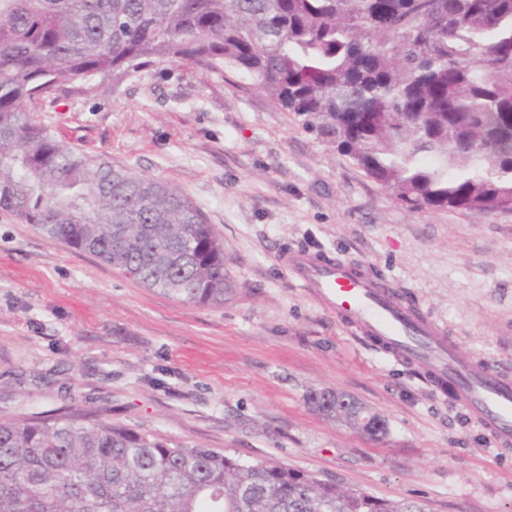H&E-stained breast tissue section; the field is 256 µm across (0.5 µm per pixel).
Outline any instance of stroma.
Returning a JSON list of instances; mask_svg holds the SVG:
<instances>
[{"label": "stroma", "mask_w": 512, "mask_h": 512, "mask_svg": "<svg viewBox=\"0 0 512 512\" xmlns=\"http://www.w3.org/2000/svg\"><path fill=\"white\" fill-rule=\"evenodd\" d=\"M39 119L81 153L166 181L224 242L223 305L176 300L0 212V411L98 412L428 512H512V445L422 364L298 286L306 250L390 281L472 366L512 372V215L411 211L248 76L165 61L72 85ZM347 393L375 442L306 403Z\"/></svg>", "instance_id": "obj_1"}]
</instances>
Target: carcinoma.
<instances>
[{
    "instance_id": "carcinoma-1",
    "label": "carcinoma",
    "mask_w": 512,
    "mask_h": 512,
    "mask_svg": "<svg viewBox=\"0 0 512 512\" xmlns=\"http://www.w3.org/2000/svg\"><path fill=\"white\" fill-rule=\"evenodd\" d=\"M169 59L251 77L410 210L489 219L512 202V0H0V212L147 288L224 304V242L199 208L34 117L73 83ZM0 512L427 510L62 413L0 415Z\"/></svg>"
}]
</instances>
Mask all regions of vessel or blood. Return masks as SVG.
I'll list each match as a JSON object with an SVG mask.
<instances>
[{"mask_svg":"<svg viewBox=\"0 0 512 512\" xmlns=\"http://www.w3.org/2000/svg\"><path fill=\"white\" fill-rule=\"evenodd\" d=\"M285 264L300 287L364 336L380 340L388 353L426 363L437 385L451 386L498 443H512V375L472 367L441 329L405 306L385 281L364 278L344 261H326L305 251L286 258Z\"/></svg>","mask_w":512,"mask_h":512,"instance_id":"b4317fda","label":"vessel or blood"}]
</instances>
